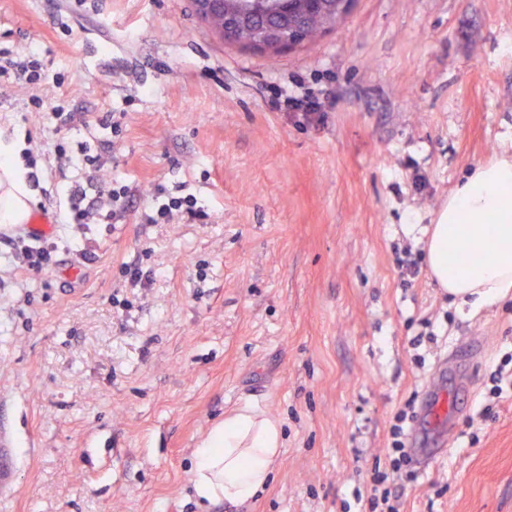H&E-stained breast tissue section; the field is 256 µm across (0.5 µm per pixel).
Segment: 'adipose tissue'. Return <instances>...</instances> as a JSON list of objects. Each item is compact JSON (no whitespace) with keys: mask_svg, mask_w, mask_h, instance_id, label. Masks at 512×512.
<instances>
[{"mask_svg":"<svg viewBox=\"0 0 512 512\" xmlns=\"http://www.w3.org/2000/svg\"><path fill=\"white\" fill-rule=\"evenodd\" d=\"M487 261L469 263L470 255ZM428 271L439 288L480 308L512 295V158L473 169L440 209L428 240ZM283 446L276 420L245 405L224 416L194 448L199 503H238L266 485Z\"/></svg>","mask_w":512,"mask_h":512,"instance_id":"1","label":"adipose tissue"}]
</instances>
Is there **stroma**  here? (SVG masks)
<instances>
[{"label":"stroma","mask_w":512,"mask_h":512,"mask_svg":"<svg viewBox=\"0 0 512 512\" xmlns=\"http://www.w3.org/2000/svg\"><path fill=\"white\" fill-rule=\"evenodd\" d=\"M32 46L46 80L0 85V201H22L0 225L58 212L59 144L112 141L103 176L135 197L118 223L55 225L39 271L0 239V512H369L395 413L471 339L455 436L400 510L512 512V298L454 302L426 264L449 194L512 157V0H354L276 56L226 44L191 0H0V48ZM287 90L322 117L281 109ZM56 104L75 114L59 134ZM159 194L207 220L143 223ZM246 402L283 431L270 480L200 506L192 450Z\"/></svg>","instance_id":"obj_1"}]
</instances>
